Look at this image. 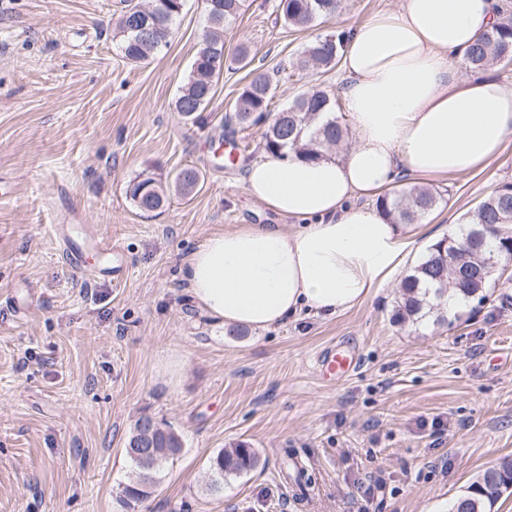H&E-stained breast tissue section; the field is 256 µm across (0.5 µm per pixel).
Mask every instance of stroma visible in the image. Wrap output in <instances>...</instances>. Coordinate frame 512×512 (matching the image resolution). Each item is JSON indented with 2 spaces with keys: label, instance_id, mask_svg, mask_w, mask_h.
Returning <instances> with one entry per match:
<instances>
[{
  "label": "stroma",
  "instance_id": "stroma-1",
  "mask_svg": "<svg viewBox=\"0 0 512 512\" xmlns=\"http://www.w3.org/2000/svg\"><path fill=\"white\" fill-rule=\"evenodd\" d=\"M279 0H249L224 35L255 64L295 63L317 36L398 9L345 0L307 30L284 27ZM120 0H0V512H126L123 453L142 414L184 440L139 512H448L487 468L512 460V282L449 324L392 321L395 283L358 308L233 334L192 305L179 267L208 235L275 224L250 197L246 162L214 158L246 70L225 73L206 110L175 109L207 26L187 0L170 47L132 66L120 50ZM340 67L295 75L283 107L307 88L340 92ZM204 179L160 212L137 210L129 182ZM512 183V137L482 172L431 180L443 201L429 242ZM84 242L71 266L49 233ZM122 246L120 278L88 230ZM355 349L357 367L324 380L318 358ZM246 443L260 465L210 488L209 461Z\"/></svg>",
  "mask_w": 512,
  "mask_h": 512
}]
</instances>
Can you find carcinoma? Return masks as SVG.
<instances>
[{
	"label": "carcinoma",
	"mask_w": 512,
	"mask_h": 512,
	"mask_svg": "<svg viewBox=\"0 0 512 512\" xmlns=\"http://www.w3.org/2000/svg\"><path fill=\"white\" fill-rule=\"evenodd\" d=\"M186 0H156L155 24L146 36L129 27L130 17L140 13L138 0H121L118 28L122 37V58L129 64H142L167 50ZM342 0H281L280 20L293 29H308L318 21L335 17ZM245 0H204L207 30L202 36L190 74L180 89L175 109L193 123L205 122L206 111L216 94L224 69L238 65L250 68V80L243 85L229 105L224 124L245 130L263 127L258 150L266 155L284 156L292 150L306 160H317L338 148L348 137L343 117L334 94L311 87L298 94L281 110L272 109L276 97L279 72H268L252 66L246 47H238L232 63H227L224 32L242 15ZM496 25L471 45L462 62L471 72L482 71L498 63L512 62V10L498 9ZM344 34L336 31L319 36L301 52L297 66L306 71L330 69L339 57ZM201 181L199 169L187 166L176 172L168 182L141 173L128 185V196L142 212L162 209L171 194L191 196ZM440 202V194L419 185H407L377 199L384 215L393 224H418ZM512 260V184H504L487 195L457 230L430 245L426 253L402 278L395 310L397 322H419L431 314L435 321L445 322L443 304L448 289L453 288L464 303L483 304L487 288L499 282L501 258ZM165 434L158 447L167 452L156 456L149 471V489L142 484L143 469L131 460L134 475L123 487L122 503L127 508L137 505L141 494H152L158 474L168 463L180 457L184 447L182 435L162 425ZM260 463L256 449L240 443L220 451L210 461L213 480L210 489H221L224 477L246 474ZM512 491V461L487 468L466 494L456 498L449 512H491L494 504Z\"/></svg>",
	"instance_id": "1"
}]
</instances>
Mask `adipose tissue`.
<instances>
[{"instance_id": "obj_1", "label": "adipose tissue", "mask_w": 512, "mask_h": 512, "mask_svg": "<svg viewBox=\"0 0 512 512\" xmlns=\"http://www.w3.org/2000/svg\"><path fill=\"white\" fill-rule=\"evenodd\" d=\"M498 0H404L347 28L340 50L353 144L341 158L254 163L248 194L277 224L206 237L179 273L201 311L267 329L302 311L335 316L395 275L418 242L366 198L407 176L485 168L512 136V82L453 67L497 21Z\"/></svg>"}]
</instances>
